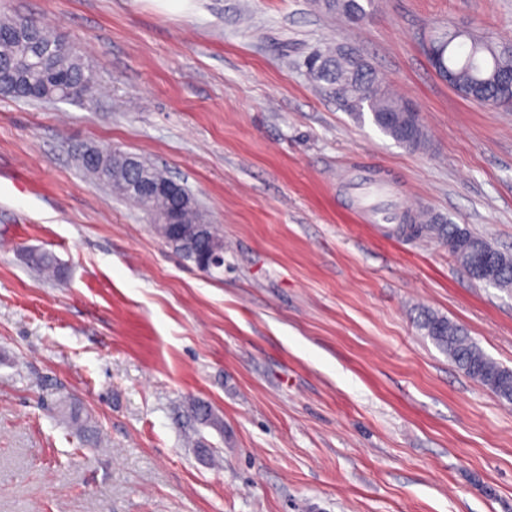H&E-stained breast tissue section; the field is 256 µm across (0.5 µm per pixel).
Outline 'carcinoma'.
<instances>
[{
  "instance_id": "cac0c4a2",
  "label": "carcinoma",
  "mask_w": 512,
  "mask_h": 512,
  "mask_svg": "<svg viewBox=\"0 0 512 512\" xmlns=\"http://www.w3.org/2000/svg\"><path fill=\"white\" fill-rule=\"evenodd\" d=\"M366 3H372V0H315L325 13L351 23L356 17H366ZM18 22L17 18L0 20V91L33 101L91 103L98 92L97 76L92 66L76 52L74 45L32 18L28 19L26 35L21 36L17 30ZM511 42L508 38L493 40L468 32L464 43L448 51L444 63L454 75L460 96L485 106L512 105L501 89L502 77L512 72V55L508 53ZM311 56L317 61L309 66L307 75L328 97L336 98L338 87L346 96L358 92L369 96L371 119L381 132L397 142L406 141L414 150L426 147L428 135L420 119L395 112L400 100L382 87L371 67H357L359 54L338 52L325 46L311 52ZM80 158L85 171L91 172L95 178L98 170L107 172L105 185L150 215L159 219L179 207L187 230L194 231L200 227L203 216L188 190H183L181 197L156 195L145 206L128 190L133 174L120 158L112 157L110 152L93 161L87 160L83 153ZM413 228L414 238L438 239L447 246L456 243L459 230L458 225L444 224L427 212ZM211 248L224 249V239L215 226L205 228L204 237L195 247H185L178 254L196 265L200 251ZM498 256L490 285L511 288L512 256L501 251ZM417 326L470 379L492 391L500 400L512 401V369L488 357L461 326L429 310L420 313ZM186 413L198 425L222 427L221 420L204 403L189 404Z\"/></svg>"
}]
</instances>
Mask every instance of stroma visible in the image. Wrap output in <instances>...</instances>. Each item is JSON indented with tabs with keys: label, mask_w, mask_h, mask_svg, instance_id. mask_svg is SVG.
<instances>
[{
	"label": "stroma",
	"mask_w": 512,
	"mask_h": 512,
	"mask_svg": "<svg viewBox=\"0 0 512 512\" xmlns=\"http://www.w3.org/2000/svg\"><path fill=\"white\" fill-rule=\"evenodd\" d=\"M95 69V105L0 94V512H512V406L414 319L428 308L512 369V288L445 245L367 222L424 208L512 253V110L462 98L423 44L512 37V0H0ZM354 48L417 106L412 150L309 81ZM140 155L224 238L205 273L80 166ZM53 255L42 277L29 254ZM207 402L221 429L185 438ZM79 409L80 435L60 401ZM362 1L369 5L372 3V0H315L314 2L325 13L356 23L354 17L364 19L367 15Z\"/></svg>",
	"instance_id": "stroma-1"
}]
</instances>
